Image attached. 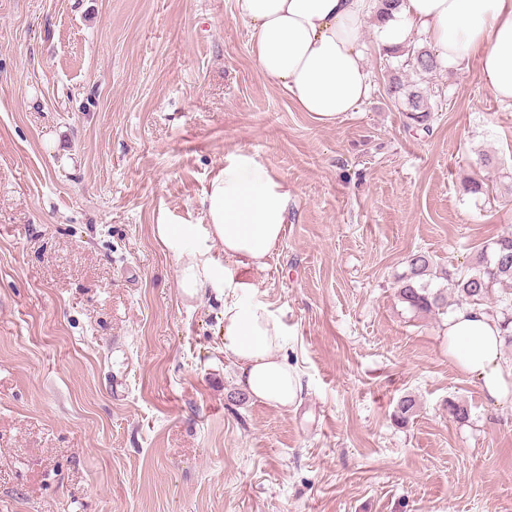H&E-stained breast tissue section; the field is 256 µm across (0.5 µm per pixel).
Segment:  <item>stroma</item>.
Wrapping results in <instances>:
<instances>
[{"label":"stroma","mask_w":512,"mask_h":512,"mask_svg":"<svg viewBox=\"0 0 512 512\" xmlns=\"http://www.w3.org/2000/svg\"><path fill=\"white\" fill-rule=\"evenodd\" d=\"M376 28L368 99L325 124L261 74L234 0H0V512H512V405L396 297L412 252L442 288L512 233V106L477 59L442 64L407 130ZM238 151L294 188L246 273L301 375L285 410L240 389L222 301L183 292L158 233L195 225L232 267L202 199Z\"/></svg>","instance_id":"obj_1"}]
</instances>
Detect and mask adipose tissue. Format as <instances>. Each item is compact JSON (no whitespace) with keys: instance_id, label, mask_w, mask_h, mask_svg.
Wrapping results in <instances>:
<instances>
[{"instance_id":"ef3b65f1","label":"adipose tissue","mask_w":512,"mask_h":512,"mask_svg":"<svg viewBox=\"0 0 512 512\" xmlns=\"http://www.w3.org/2000/svg\"><path fill=\"white\" fill-rule=\"evenodd\" d=\"M238 17L252 30V54L260 72L286 92L301 111L323 123L356 111L370 91L361 48L362 29L379 0H235ZM422 32L448 68L479 58L480 80L499 102L512 105V0H400L380 20L379 50ZM293 188L248 153L224 158L203 205L210 236L235 267L213 272L194 250L177 255L179 285L189 296L224 290V356L238 384L270 406L294 405L299 373L281 354L284 329L269 307L252 300L251 282L235 268H263L280 245ZM448 357L476 381L492 405L512 401V367L502 357L503 337L484 307L455 310L446 327Z\"/></svg>"}]
</instances>
